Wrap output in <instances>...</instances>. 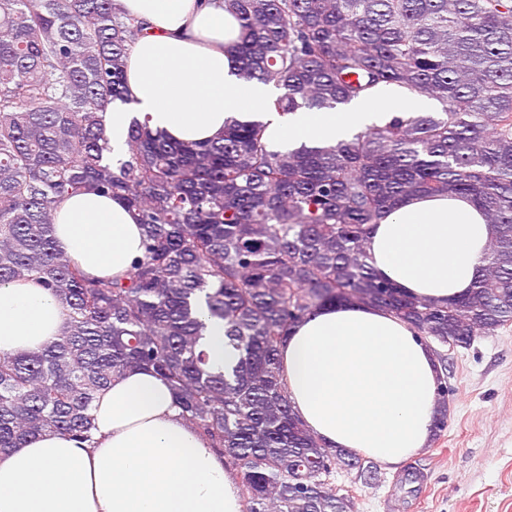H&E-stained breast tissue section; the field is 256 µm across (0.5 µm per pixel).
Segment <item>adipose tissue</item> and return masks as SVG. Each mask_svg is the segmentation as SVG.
<instances>
[{
  "mask_svg": "<svg viewBox=\"0 0 512 512\" xmlns=\"http://www.w3.org/2000/svg\"><path fill=\"white\" fill-rule=\"evenodd\" d=\"M146 24L127 60L131 109L109 111L106 135L123 155L132 117L177 142H207L224 123L260 110L269 86L240 79L224 49L239 30L224 0H119ZM390 95L343 112L266 114L279 148L344 138L376 121ZM64 253L94 277L123 276L143 235L117 199L85 191L56 208ZM494 234L482 211L457 197L409 200L371 225L376 272L412 296L440 301L470 288ZM68 321L66 307L33 281L0 286V353L34 352ZM294 412L331 448L397 465L428 448L439 366L399 319L343 303L297 323L281 348ZM94 446L43 434L0 454V512H243L225 460L183 417L153 370L115 377L94 402Z\"/></svg>",
  "mask_w": 512,
  "mask_h": 512,
  "instance_id": "ef3b65f1",
  "label": "adipose tissue"
}]
</instances>
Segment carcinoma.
I'll use <instances>...</instances> for the list:
<instances>
[{
  "label": "carcinoma",
  "instance_id": "cac0c4a2",
  "mask_svg": "<svg viewBox=\"0 0 512 512\" xmlns=\"http://www.w3.org/2000/svg\"><path fill=\"white\" fill-rule=\"evenodd\" d=\"M239 23V77L281 94L264 111H340L382 90L438 102L396 108L336 143L279 149L255 120L176 143L133 119L114 161L106 114L130 103L127 58L143 22L115 0H0V285L35 280L69 310L40 350L0 354V453L45 433L88 441L96 394L147 367L237 468L244 512H357L343 470L369 458L325 446L281 376L289 330L356 302L405 322L448 369L512 324V0H224ZM117 197L143 229L123 278L87 274L60 249L55 208ZM416 195L465 197L496 233L472 288L441 302L381 278L365 241ZM224 327L236 361L210 363ZM433 439L448 427V386ZM224 329L218 326L209 327L205 338L202 340L204 348L210 355V361L215 367H224V363L231 360V354L224 351Z\"/></svg>",
  "mask_w": 512,
  "mask_h": 512
}]
</instances>
